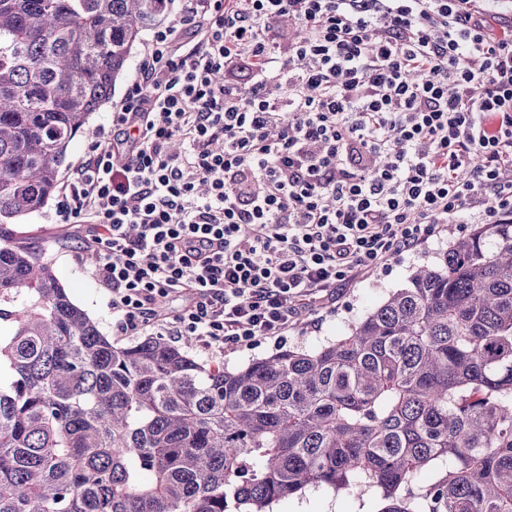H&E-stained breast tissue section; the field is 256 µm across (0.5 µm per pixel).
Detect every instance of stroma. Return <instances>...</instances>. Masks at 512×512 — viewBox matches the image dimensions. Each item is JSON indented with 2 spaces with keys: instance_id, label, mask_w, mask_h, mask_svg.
I'll return each instance as SVG.
<instances>
[{
  "instance_id": "35a3bbf8",
  "label": "stroma",
  "mask_w": 512,
  "mask_h": 512,
  "mask_svg": "<svg viewBox=\"0 0 512 512\" xmlns=\"http://www.w3.org/2000/svg\"><path fill=\"white\" fill-rule=\"evenodd\" d=\"M55 205V200H48L41 212L20 223L0 226V234L7 236L13 244L44 253L52 259L70 298L98 323L105 336L116 338L117 333L112 329L109 295L95 283L90 260L83 250L84 242L94 228L89 224L55 223ZM464 233V228L457 224L451 230H440L423 242L415 253L392 259L386 269L367 273L338 289L335 303L321 310L318 326L299 323L281 340L264 339L250 347L228 346L216 357L202 350L194 337L178 336L174 342L187 347L189 353L200 361L209 362L216 358L225 367L238 369L252 360L272 354L282 346L310 347L334 340L351 321L379 304L391 291L406 286L411 266L445 249L449 235L461 236ZM382 506L378 490L339 494L320 485L276 502L271 512H380Z\"/></svg>"
}]
</instances>
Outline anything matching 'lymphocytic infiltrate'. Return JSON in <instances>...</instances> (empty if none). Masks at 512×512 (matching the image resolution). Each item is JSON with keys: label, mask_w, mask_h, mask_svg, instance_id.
Returning a JSON list of instances; mask_svg holds the SVG:
<instances>
[{"label": "lymphocytic infiltrate", "mask_w": 512, "mask_h": 512, "mask_svg": "<svg viewBox=\"0 0 512 512\" xmlns=\"http://www.w3.org/2000/svg\"><path fill=\"white\" fill-rule=\"evenodd\" d=\"M109 124L54 220L95 225L117 334L280 339L438 225L512 223V0H182Z\"/></svg>", "instance_id": "1"}]
</instances>
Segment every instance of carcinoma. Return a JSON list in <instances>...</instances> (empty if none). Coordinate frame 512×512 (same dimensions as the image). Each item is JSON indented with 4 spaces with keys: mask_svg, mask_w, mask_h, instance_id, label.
I'll return each instance as SVG.
<instances>
[{
    "mask_svg": "<svg viewBox=\"0 0 512 512\" xmlns=\"http://www.w3.org/2000/svg\"><path fill=\"white\" fill-rule=\"evenodd\" d=\"M165 4L0 0V224L45 207ZM0 320V512H269L316 485L512 512V223L449 239L336 340L234 371L112 342L1 238Z\"/></svg>",
    "mask_w": 512,
    "mask_h": 512,
    "instance_id": "cac0c4a2",
    "label": "carcinoma"
}]
</instances>
